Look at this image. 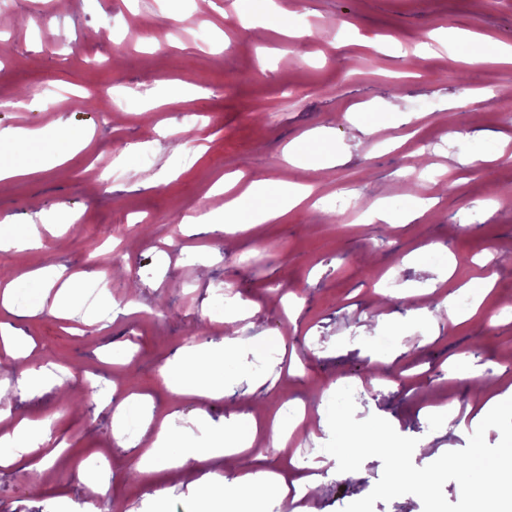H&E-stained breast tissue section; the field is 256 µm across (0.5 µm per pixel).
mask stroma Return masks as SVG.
<instances>
[{
    "instance_id": "obj_1",
    "label": "stroma",
    "mask_w": 512,
    "mask_h": 512,
    "mask_svg": "<svg viewBox=\"0 0 512 512\" xmlns=\"http://www.w3.org/2000/svg\"><path fill=\"white\" fill-rule=\"evenodd\" d=\"M0 0V126L40 130L39 138L0 143V155L37 166V173L0 184V235L40 223L62 208L79 222L61 235L43 233L41 248L1 252L0 272L17 273V288L40 298L34 272L78 275L84 287L109 282L114 265L137 283L135 308L116 298L105 319L89 326L79 314L0 307V325L31 347V367H47L75 402L56 390L14 394L0 409L49 421L67 447L57 449L48 481L27 487L19 459L0 469V512L73 508L88 486L85 460L112 453L113 472L102 512H191L197 488L223 473L219 462L191 470L134 476L143 448L117 445L112 418L81 392L80 371L105 383L148 390L162 415L189 425L196 398L171 390L164 367L186 346H222L213 323L219 289H236L250 317L237 326L236 369L223 398L210 401L211 424L230 428L243 416L269 422L284 403L323 410L328 389L359 379L356 417L377 415L403 436L419 439L423 467L466 446L470 433L419 412L431 396L452 392L462 414H475L483 395L464 391L438 353L465 354L472 367L492 370L496 387L512 394V319L497 314L512 299V263L489 262L512 250V121L495 99L474 91H512V64L467 65L464 44L420 58L393 45L421 44L455 28L512 44V0H277L287 16L260 32L232 25L224 4L205 0ZM141 18L139 41H128L129 16ZM65 39L49 47L47 21ZM112 34L102 39L100 28ZM207 88L206 97L196 95ZM92 129L90 144L66 152L57 127ZM167 127L169 136L159 134ZM455 137H448V130ZM320 132L309 140L310 132ZM66 154L62 167L50 157ZM270 185L249 209L278 204L285 185L313 186L312 197L278 222L247 225L226 249L223 235L185 215L214 202L213 186L242 176ZM388 203L400 222L379 227L341 215L337 202ZM11 224H4V216ZM386 240H379V231ZM376 251L374 274L363 270ZM455 258V269L432 262ZM492 277L477 314L455 324L411 315L472 278ZM391 292L393 304L377 300ZM394 338V385L369 388L373 336ZM263 379L250 390L248 377ZM329 428L304 431L294 450L259 437L262 466L315 477L319 510L341 512L365 497L383 472L366 459L346 486L337 461L320 454Z\"/></svg>"
}]
</instances>
